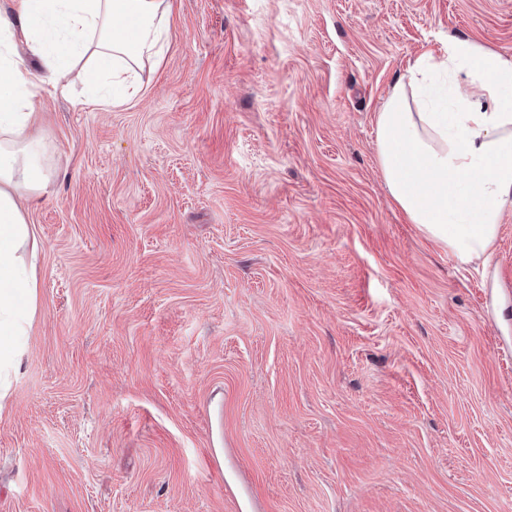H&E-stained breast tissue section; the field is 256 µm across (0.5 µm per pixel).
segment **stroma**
Masks as SVG:
<instances>
[{"label":"stroma","mask_w":512,"mask_h":512,"mask_svg":"<svg viewBox=\"0 0 512 512\" xmlns=\"http://www.w3.org/2000/svg\"><path fill=\"white\" fill-rule=\"evenodd\" d=\"M452 37L512 0H173L137 96L43 92L0 512H512V207L463 264L376 160Z\"/></svg>","instance_id":"obj_1"}]
</instances>
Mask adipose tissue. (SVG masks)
Masks as SVG:
<instances>
[{"mask_svg":"<svg viewBox=\"0 0 512 512\" xmlns=\"http://www.w3.org/2000/svg\"><path fill=\"white\" fill-rule=\"evenodd\" d=\"M171 13V0H18L0 13V409L38 297L23 206L50 180L37 98L74 71L92 101L135 95L138 70L166 50ZM375 151L408 223L463 263H485L512 205V57L457 37L442 56L417 57L376 115Z\"/></svg>","mask_w":512,"mask_h":512,"instance_id":"obj_1","label":"adipose tissue"}]
</instances>
